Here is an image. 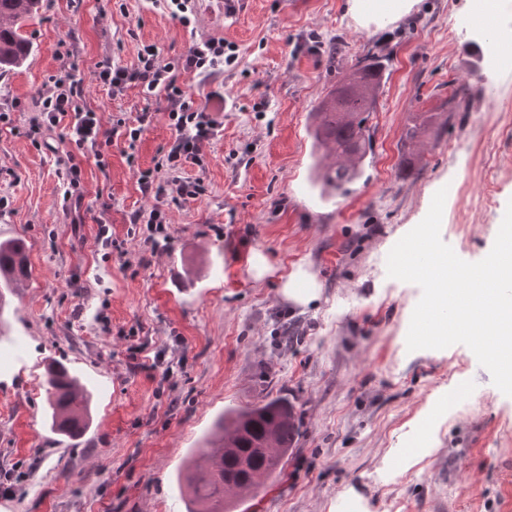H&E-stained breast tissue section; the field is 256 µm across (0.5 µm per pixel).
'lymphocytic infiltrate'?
<instances>
[{
    "mask_svg": "<svg viewBox=\"0 0 512 512\" xmlns=\"http://www.w3.org/2000/svg\"><path fill=\"white\" fill-rule=\"evenodd\" d=\"M238 63L237 46L222 38L196 41L186 55L163 58L153 44L142 46L135 61L128 66L103 59L97 64V81L109 88L113 96H121L130 87L139 88L144 99L163 97L164 117L173 130L154 170L143 171L139 190L143 196L171 198L175 203L199 201L207 189L203 178L183 176L186 165L203 166L204 148L221 131V124L206 107L193 105L180 78L185 74L208 75ZM83 81L74 73L52 78L39 94V110L30 120L23 137L39 144L42 134L58 126H66L78 148L99 152L114 135H122L128 145H136L155 115L141 112L134 120L119 118L104 124L99 113L84 106ZM165 179H157V172Z\"/></svg>",
    "mask_w": 512,
    "mask_h": 512,
    "instance_id": "obj_1",
    "label": "lymphocytic infiltrate"
}]
</instances>
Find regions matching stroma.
<instances>
[{
    "instance_id": "35a3bbf8",
    "label": "stroma",
    "mask_w": 512,
    "mask_h": 512,
    "mask_svg": "<svg viewBox=\"0 0 512 512\" xmlns=\"http://www.w3.org/2000/svg\"><path fill=\"white\" fill-rule=\"evenodd\" d=\"M469 0H408L398 15L367 22L356 0H196L182 26L155 0H42L25 22L33 53L0 76V225L28 244L31 278L8 317L0 351V512H186L179 480L191 452L230 408L281 398L300 434L278 471L230 512H352L345 490L370 512H512V397L463 344L408 351L422 290L387 274L392 247L448 184L441 238L467 262L490 252L512 201V73L480 64L483 41L458 31ZM223 38L238 66L187 77L194 104L223 124L205 147L208 192L182 205L143 197L172 132L157 118L129 166L122 137L108 165L55 128L36 148L20 136L50 76L83 80L85 105L104 120L158 113L138 89L115 97L95 76L105 58L126 66L141 44L186 54ZM384 64L369 119L373 152L348 193L322 194L309 131L315 106L354 63ZM460 92L466 109L449 112ZM434 113L441 129L408 153L407 127ZM81 167L83 201L63 209L65 164ZM494 201L480 202L486 182ZM162 207L170 248L152 253L135 209ZM273 271L254 280L248 260ZM315 274L317 304L279 292L298 265ZM163 363L137 368L130 348ZM58 360L91 392V421L70 439L45 413L46 366ZM454 407H445L448 392ZM412 451L410 465L397 466Z\"/></svg>"
}]
</instances>
